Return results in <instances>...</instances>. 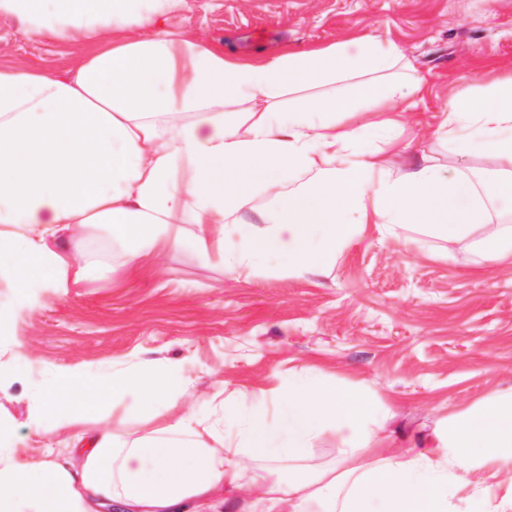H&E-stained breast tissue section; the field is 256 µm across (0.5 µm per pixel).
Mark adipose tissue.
<instances>
[{"mask_svg": "<svg viewBox=\"0 0 512 512\" xmlns=\"http://www.w3.org/2000/svg\"><path fill=\"white\" fill-rule=\"evenodd\" d=\"M186 0H0L39 37L82 39L100 48L67 76L34 67H0V280L20 303L37 288H59L66 272L93 273L82 231L107 227L129 259L165 232L172 249L236 271L266 254L291 275L329 267L358 225L421 224L486 260L512 259V225L493 222L496 198L512 197V78L451 98L439 132L459 156L490 155L491 180L420 166L401 176L368 145L366 123L340 129L336 115L372 103L399 105L419 92L408 78L358 82L348 96L307 98L284 107L295 88L356 72L402 65L397 46L359 43L234 65L223 55L163 30ZM234 113H227V106ZM314 179L279 196L275 221H246L256 188L289 174ZM183 224L196 225L192 237ZM239 245L227 248L225 225ZM185 386L180 368L144 358L88 378L60 370L38 388L28 426L36 436L66 432L62 447L21 454L0 422V512H221L224 494L260 482L248 512H456L453 499L490 463L512 466V388L452 415L423 445L384 448L389 411L358 388L302 373L263 410L239 416L212 405L209 418L187 411L166 419ZM138 399L166 422L124 440L101 416ZM338 435L341 471L284 477L279 461L304 459L324 430ZM266 460L256 472V460Z\"/></svg>", "mask_w": 512, "mask_h": 512, "instance_id": "adipose-tissue-1", "label": "adipose tissue"}]
</instances>
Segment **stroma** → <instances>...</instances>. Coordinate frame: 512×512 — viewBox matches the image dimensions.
I'll return each mask as SVG.
<instances>
[{"mask_svg":"<svg viewBox=\"0 0 512 512\" xmlns=\"http://www.w3.org/2000/svg\"><path fill=\"white\" fill-rule=\"evenodd\" d=\"M170 31L257 63L374 37L398 46L422 80L394 141H376L398 174L431 162L445 171L494 168L452 153L437 128L454 91L512 77V0H187ZM96 43L42 38L0 17V66L67 76ZM115 245L96 276L41 288L16 305L0 283V419L29 447V392L61 369L94 375L144 358L177 363L186 391L169 416H207L215 391L249 412L300 371L368 391L390 411L386 430L423 440L448 416L512 387V263L485 262L408 224L360 225L321 275H289L271 256L245 273L157 246L136 261Z\"/></svg>","mask_w":512,"mask_h":512,"instance_id":"1","label":"stroma"}]
</instances>
